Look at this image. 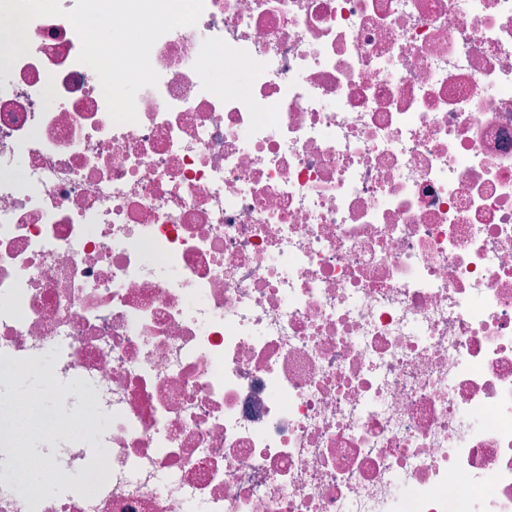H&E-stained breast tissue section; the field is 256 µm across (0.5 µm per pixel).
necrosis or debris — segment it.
<instances>
[{
	"label": "necrosis or debris",
	"mask_w": 512,
	"mask_h": 512,
	"mask_svg": "<svg viewBox=\"0 0 512 512\" xmlns=\"http://www.w3.org/2000/svg\"><path fill=\"white\" fill-rule=\"evenodd\" d=\"M203 2L0 68V512H512V0ZM55 410L49 404H40L28 409L25 418L16 424V430L20 438L26 439L35 433L41 422L53 416ZM42 451L43 448H34L35 453L33 463L26 479L35 487L43 484V488L40 491L43 493H50L55 490V487L48 475V472L42 464Z\"/></svg>",
	"instance_id": "obj_1"
}]
</instances>
